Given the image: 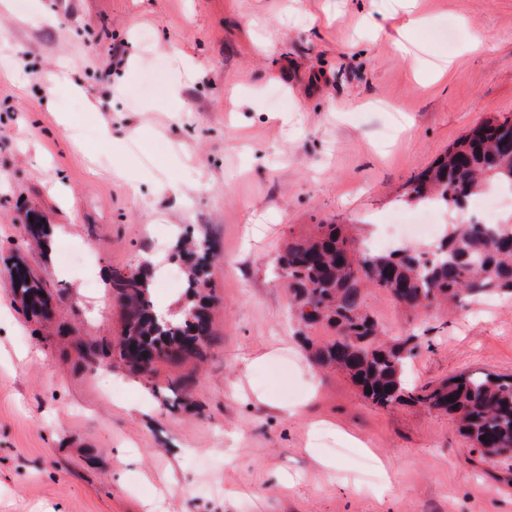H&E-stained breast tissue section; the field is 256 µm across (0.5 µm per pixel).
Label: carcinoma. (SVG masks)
I'll return each instance as SVG.
<instances>
[{
  "label": "carcinoma",
  "instance_id": "cac0c4a2",
  "mask_svg": "<svg viewBox=\"0 0 512 512\" xmlns=\"http://www.w3.org/2000/svg\"><path fill=\"white\" fill-rule=\"evenodd\" d=\"M491 188H512V114L471 127L410 180L405 203L458 210ZM24 231L42 245L51 236L37 216L24 221ZM173 256L188 272L178 310L158 316L147 264L112 271L109 287L123 301V331L113 342L82 343L85 359L99 366L119 363L150 381L160 361L178 365L205 358L216 341L208 288L213 247L206 235L186 226L179 229ZM274 269L292 296L312 364L343 372L377 407L413 405L445 413L487 454L512 451V378L460 374L433 387H410L405 372L417 348L414 337L378 341L379 326L366 306L370 288L388 293L413 314L466 297L512 296L511 220L453 224L428 259L408 247L361 252L349 226L327 218L312 234L289 240ZM13 285L24 314L49 318L50 296L28 267L15 265ZM318 325L334 329V336L321 342L308 335Z\"/></svg>",
  "mask_w": 512,
  "mask_h": 512
}]
</instances>
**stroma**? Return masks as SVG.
<instances>
[{
	"instance_id": "stroma-1",
	"label": "stroma",
	"mask_w": 512,
	"mask_h": 512,
	"mask_svg": "<svg viewBox=\"0 0 512 512\" xmlns=\"http://www.w3.org/2000/svg\"><path fill=\"white\" fill-rule=\"evenodd\" d=\"M412 8L404 34L398 0H0V512H512V457L311 367L271 272L324 218L369 240L420 215L409 180L512 113V0ZM30 211L51 249L22 246ZM183 224L216 246L217 343L149 383L90 365L72 336L123 326L99 271L172 253ZM18 261L54 320L20 311ZM367 307L386 337H417L410 384L512 376L511 297L411 316L373 289ZM176 379L191 405L167 404Z\"/></svg>"
}]
</instances>
